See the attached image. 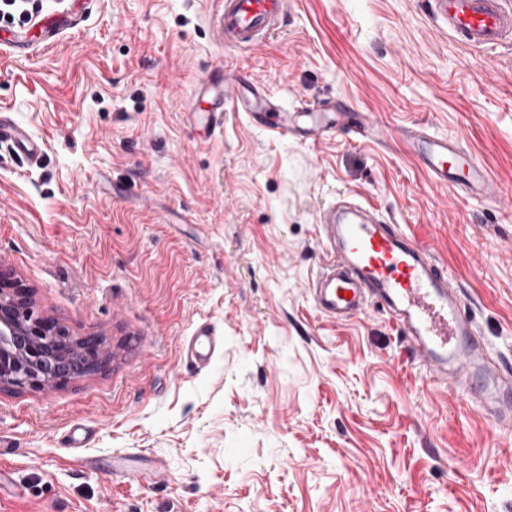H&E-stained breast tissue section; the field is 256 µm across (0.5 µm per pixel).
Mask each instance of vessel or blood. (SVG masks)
I'll return each instance as SVG.
<instances>
[{
    "mask_svg": "<svg viewBox=\"0 0 512 512\" xmlns=\"http://www.w3.org/2000/svg\"><path fill=\"white\" fill-rule=\"evenodd\" d=\"M433 14L456 39L475 49L512 41V0H432ZM294 0H224L218 27L226 47H251L274 33L292 12ZM245 78L230 73L222 89L204 88L209 107L204 117L212 127L224 124V110L245 113L250 125L280 137L305 134L316 140L341 126L360 135L373 133L364 116L337 111L291 109L266 89L245 91ZM402 137L420 159L432 182L473 198L491 187L486 169L461 141L408 129ZM10 143L28 158L41 154V145L8 115L0 113V143ZM352 224L336 221L328 206L319 226L328 260L312 278L310 294L316 308L329 318L348 321L366 306L386 311L406 336L414 357L431 378L452 386L476 404L496 424L512 428V369L496 367L491 350L467 310L462 292L447 270L414 238L400 232L373 209ZM224 338L210 325H200L183 344L195 365L210 364L223 349Z\"/></svg>",
    "mask_w": 512,
    "mask_h": 512,
    "instance_id": "obj_1",
    "label": "vessel or blood"
}]
</instances>
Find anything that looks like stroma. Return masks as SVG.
Segmentation results:
<instances>
[{"mask_svg":"<svg viewBox=\"0 0 512 512\" xmlns=\"http://www.w3.org/2000/svg\"><path fill=\"white\" fill-rule=\"evenodd\" d=\"M221 7L35 0V23L0 21V111L43 142L33 161L0 144V267L112 350L52 391L0 389V512H512V433L432 382L388 315L339 322L309 293L318 217L345 195L428 247L512 360V42L460 45L428 0H296L241 50L212 29ZM227 68L379 134L189 119ZM411 127L462 138L492 198L432 184L398 138ZM201 323L224 349L198 368L182 345Z\"/></svg>","mask_w":512,"mask_h":512,"instance_id":"stroma-1","label":"stroma"}]
</instances>
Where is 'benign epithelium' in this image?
I'll use <instances>...</instances> for the list:
<instances>
[{
	"instance_id": "benign-epithelium-1",
	"label": "benign epithelium",
	"mask_w": 512,
	"mask_h": 512,
	"mask_svg": "<svg viewBox=\"0 0 512 512\" xmlns=\"http://www.w3.org/2000/svg\"><path fill=\"white\" fill-rule=\"evenodd\" d=\"M14 336V348L0 346V387L41 391L61 387L105 366L95 336L80 338L71 353L70 335L57 332L52 318L32 313L29 289L0 270V327Z\"/></svg>"
}]
</instances>
